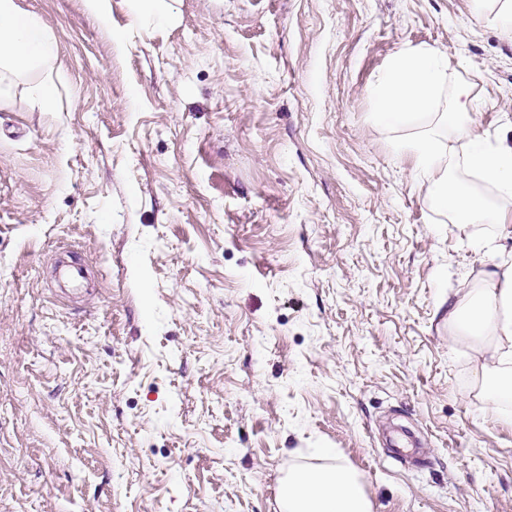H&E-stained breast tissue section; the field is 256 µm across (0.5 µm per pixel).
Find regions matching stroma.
Wrapping results in <instances>:
<instances>
[{
	"label": "stroma",
	"mask_w": 512,
	"mask_h": 512,
	"mask_svg": "<svg viewBox=\"0 0 512 512\" xmlns=\"http://www.w3.org/2000/svg\"><path fill=\"white\" fill-rule=\"evenodd\" d=\"M57 43L0 101V512H279L333 448L375 512H512L449 297L457 224L372 89L407 46L512 139V41L478 0H15ZM52 78L53 111L28 84ZM89 274L58 288L55 250ZM136 13H148L157 23H168L172 18V10L166 0H132Z\"/></svg>",
	"instance_id": "stroma-1"
}]
</instances>
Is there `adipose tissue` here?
I'll return each instance as SVG.
<instances>
[{
    "label": "adipose tissue",
    "mask_w": 512,
    "mask_h": 512,
    "mask_svg": "<svg viewBox=\"0 0 512 512\" xmlns=\"http://www.w3.org/2000/svg\"><path fill=\"white\" fill-rule=\"evenodd\" d=\"M54 38L31 14L21 12L15 0H0V95L8 93L13 78L47 68L56 58ZM448 79V67L434 49L406 48L395 55L374 90L376 120L386 126L420 122L434 107ZM475 105L469 83L453 89L451 111L437 113L408 149L415 160L416 179L428 182L435 205L458 223L497 225L512 238V143L474 130L470 113ZM455 132L444 139L442 128ZM494 186L498 202L472 192L456 178V171ZM448 328L470 339L474 371L487 384L485 401L512 398V261L501 260L484 271L479 287L448 303ZM318 467L291 464L279 482L280 512H373L361 475L341 460L335 449H320Z\"/></svg>",
    "instance_id": "adipose-tissue-1"
}]
</instances>
